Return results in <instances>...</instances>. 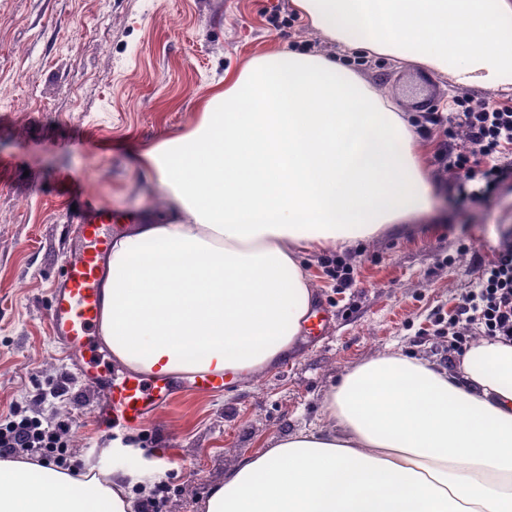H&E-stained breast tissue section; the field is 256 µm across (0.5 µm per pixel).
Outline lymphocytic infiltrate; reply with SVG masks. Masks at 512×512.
Wrapping results in <instances>:
<instances>
[{
    "label": "lymphocytic infiltrate",
    "instance_id": "obj_1",
    "mask_svg": "<svg viewBox=\"0 0 512 512\" xmlns=\"http://www.w3.org/2000/svg\"><path fill=\"white\" fill-rule=\"evenodd\" d=\"M423 121L445 127L450 142L435 153L434 163L460 200L483 201L512 179V105L476 106L470 98L456 96L449 113L430 112ZM447 333L456 351L476 336L512 342V241L503 242L494 259L481 265L478 286L463 296ZM69 430L68 421L46 425L10 406L0 413V455L8 458L23 450L41 463L73 468Z\"/></svg>",
    "mask_w": 512,
    "mask_h": 512
}]
</instances>
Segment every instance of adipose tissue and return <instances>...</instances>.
Here are the masks:
<instances>
[{"instance_id": "adipose-tissue-1", "label": "adipose tissue", "mask_w": 512, "mask_h": 512, "mask_svg": "<svg viewBox=\"0 0 512 512\" xmlns=\"http://www.w3.org/2000/svg\"><path fill=\"white\" fill-rule=\"evenodd\" d=\"M293 2L341 49L462 85L512 79V0ZM140 162L169 206L113 235L100 335L145 375L248 377L287 358L314 302L300 254L348 249L431 206L402 113L316 54L255 56ZM326 413L327 427L227 472L204 512H512V343L477 339L447 369L372 359ZM166 468L0 459V512H134Z\"/></svg>"}]
</instances>
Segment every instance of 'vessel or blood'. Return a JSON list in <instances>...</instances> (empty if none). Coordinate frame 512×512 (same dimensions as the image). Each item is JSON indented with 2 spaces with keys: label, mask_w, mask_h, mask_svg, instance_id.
<instances>
[{
  "label": "vessel or blood",
  "mask_w": 512,
  "mask_h": 512,
  "mask_svg": "<svg viewBox=\"0 0 512 512\" xmlns=\"http://www.w3.org/2000/svg\"><path fill=\"white\" fill-rule=\"evenodd\" d=\"M84 209L67 250L63 275L53 292L52 331L68 351L80 356L82 382L102 391L96 408L98 418L107 424L139 427L173 400V378L157 373L147 378L129 374L117 380L101 366L96 340L102 317L101 261L112 246L114 217L93 200L87 201Z\"/></svg>",
  "instance_id": "b4317fda"
}]
</instances>
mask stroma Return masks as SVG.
Wrapping results in <instances>:
<instances>
[{"mask_svg": "<svg viewBox=\"0 0 512 512\" xmlns=\"http://www.w3.org/2000/svg\"><path fill=\"white\" fill-rule=\"evenodd\" d=\"M278 49L349 67L412 124L458 94L512 98V83L470 87L415 61L342 54L292 0H0V85L9 89L0 97V413L16 404L70 420L69 444L85 463L135 434L120 462L134 470L165 459L162 512H202L257 449L326 426L332 386L357 365L390 354L457 364L439 320L456 314L480 264L512 237V181L486 202L458 203L434 164L441 135H418L433 209L342 251L356 269L351 287L328 276L332 251L302 254L316 317L294 356L213 393L182 392L141 428L101 424L100 394L77 379L49 322L78 209L93 197L130 224L165 211L142 152L189 130L218 79ZM60 379L68 394L41 402Z\"/></svg>", "mask_w": 512, "mask_h": 512, "instance_id": "stroma-1", "label": "stroma"}]
</instances>
